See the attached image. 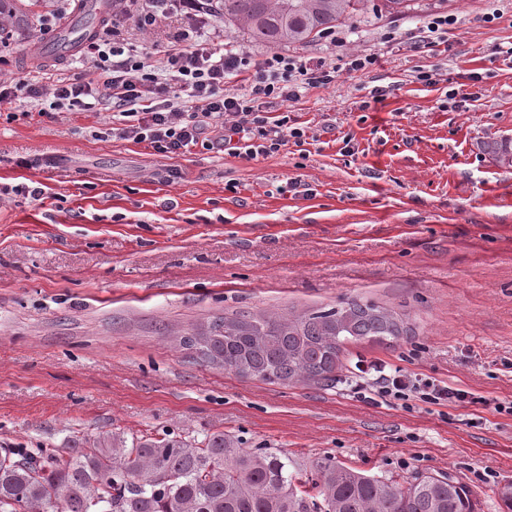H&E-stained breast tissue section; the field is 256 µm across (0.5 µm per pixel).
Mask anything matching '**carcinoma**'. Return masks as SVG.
Segmentation results:
<instances>
[{"mask_svg":"<svg viewBox=\"0 0 512 512\" xmlns=\"http://www.w3.org/2000/svg\"><path fill=\"white\" fill-rule=\"evenodd\" d=\"M371 0H221L224 20L271 45H303L358 20ZM33 13L0 0V33L23 34ZM512 166V144L487 145ZM405 315L347 298L298 314L242 312L193 327L183 345L209 366L265 383L336 382L347 344L410 336ZM0 512H479L447 474L400 482L322 458L310 466L228 434L202 441L102 434L67 454H0Z\"/></svg>","mask_w":512,"mask_h":512,"instance_id":"obj_1","label":"carcinoma"}]
</instances>
